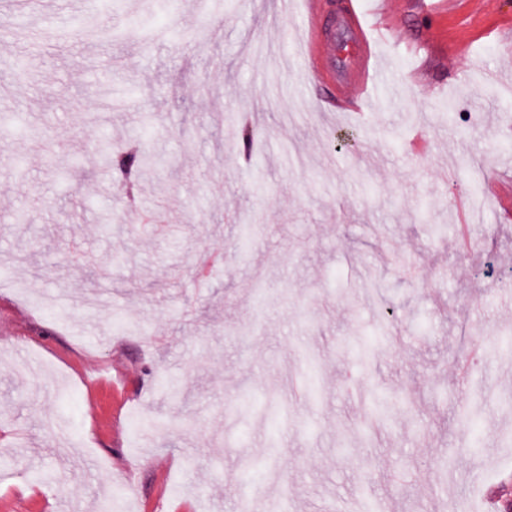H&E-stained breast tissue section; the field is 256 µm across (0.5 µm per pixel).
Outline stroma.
<instances>
[{"label": "stroma", "instance_id": "stroma-1", "mask_svg": "<svg viewBox=\"0 0 512 512\" xmlns=\"http://www.w3.org/2000/svg\"><path fill=\"white\" fill-rule=\"evenodd\" d=\"M430 2L387 0L425 51L384 43L393 84L359 123L301 90L306 20L279 0H122L89 46L0 33V512H235L241 460L268 448L260 512L362 485L393 512L478 510L472 471L512 474V427L490 424L512 418V201L487 198L512 177V50L492 33L512 0ZM106 139L165 162L135 200Z\"/></svg>", "mask_w": 512, "mask_h": 512}]
</instances>
